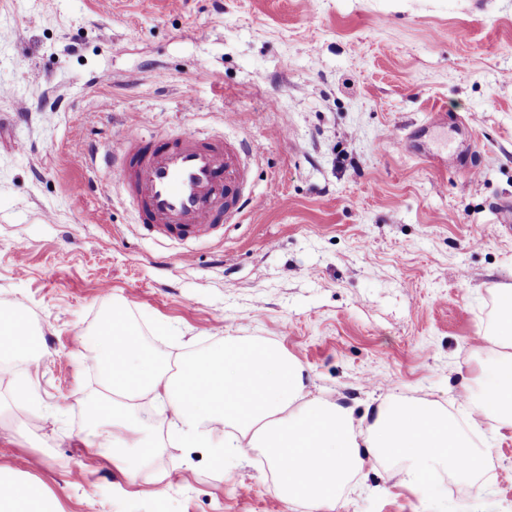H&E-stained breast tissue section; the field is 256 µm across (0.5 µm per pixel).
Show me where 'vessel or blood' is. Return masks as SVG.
Listing matches in <instances>:
<instances>
[{
    "instance_id": "b4317fda",
    "label": "vessel or blood",
    "mask_w": 512,
    "mask_h": 512,
    "mask_svg": "<svg viewBox=\"0 0 512 512\" xmlns=\"http://www.w3.org/2000/svg\"><path fill=\"white\" fill-rule=\"evenodd\" d=\"M251 148L242 141L186 132L176 138L130 136L122 156L92 152L94 169L116 170L121 195L142 223L171 240H208L237 222L251 198L244 192Z\"/></svg>"
}]
</instances>
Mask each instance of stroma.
I'll use <instances>...</instances> for the list:
<instances>
[{
    "mask_svg": "<svg viewBox=\"0 0 512 512\" xmlns=\"http://www.w3.org/2000/svg\"><path fill=\"white\" fill-rule=\"evenodd\" d=\"M186 131L256 152L252 203L208 241L151 235L85 153ZM504 203L512 0H0V308L24 300L42 342L0 361V467L59 512H311L237 459L159 447L118 471L85 441V335L118 305L160 359L261 336L311 397L435 400L463 424L512 285ZM476 440L493 454L472 479L423 491L374 455L328 512H512V429Z\"/></svg>",
    "mask_w": 512,
    "mask_h": 512,
    "instance_id": "1",
    "label": "stroma"
}]
</instances>
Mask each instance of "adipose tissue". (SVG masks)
<instances>
[{
    "label": "adipose tissue",
    "instance_id": "ef3b65f1",
    "mask_svg": "<svg viewBox=\"0 0 512 512\" xmlns=\"http://www.w3.org/2000/svg\"><path fill=\"white\" fill-rule=\"evenodd\" d=\"M496 299L497 317L479 334L496 361L467 391L463 429L435 401L388 395L358 418L352 407L309 397L306 367L258 336L225 337L172 370L143 351L135 324L116 315L91 336L89 352L112 394L150 399L169 414L174 447L202 449L218 468L256 454L281 499L323 512L362 473L366 448L399 461L403 483L413 486L436 469L465 477L482 466L487 451L470 432L486 420L512 428V286L498 289ZM148 430L123 413L105 417L96 405L89 444L134 476L149 463ZM0 512L56 510L42 484L0 471Z\"/></svg>",
    "mask_w": 512,
    "mask_h": 512
}]
</instances>
